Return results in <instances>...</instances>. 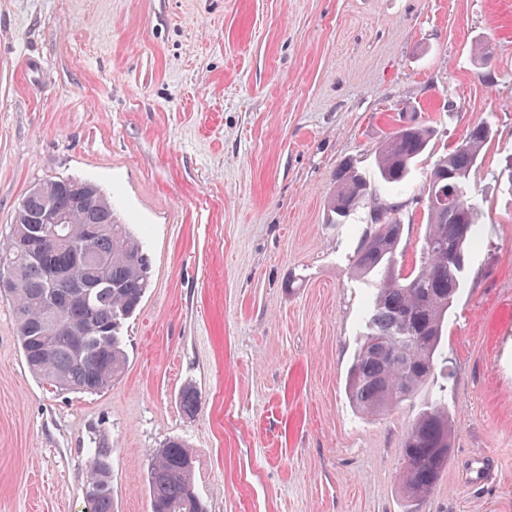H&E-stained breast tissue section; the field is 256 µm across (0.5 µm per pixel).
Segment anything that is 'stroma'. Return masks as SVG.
<instances>
[{
	"instance_id": "obj_1",
	"label": "stroma",
	"mask_w": 512,
	"mask_h": 512,
	"mask_svg": "<svg viewBox=\"0 0 512 512\" xmlns=\"http://www.w3.org/2000/svg\"><path fill=\"white\" fill-rule=\"evenodd\" d=\"M405 116L434 130L402 197L406 272L427 172L472 123L492 129L448 312L451 460L417 502L400 446L419 401L367 419L345 394L369 208L328 210L336 169L374 177ZM510 159L512 0H0V241L33 185L81 178L153 260L125 371L97 394L32 377L0 300V512H85L99 441L117 512H150L148 463L172 437L208 512H512Z\"/></svg>"
}]
</instances>
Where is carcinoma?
I'll list each match as a JSON object with an SVG mask.
<instances>
[{
	"mask_svg": "<svg viewBox=\"0 0 512 512\" xmlns=\"http://www.w3.org/2000/svg\"><path fill=\"white\" fill-rule=\"evenodd\" d=\"M491 134L486 122L472 125L460 140L466 149L452 148L432 168L424 191L429 231L417 268L406 275L398 268L404 234L399 218L378 224L368 220L353 259L358 275L375 280V291L363 311L360 343L347 371L350 403L360 414L375 417L413 400L430 382L437 387L401 442L402 485L412 501L433 492L453 447L445 330L478 224L471 175ZM432 136L433 129L410 120L378 147L374 179L350 165L337 170L329 211L341 221L370 196L383 203L387 194H402ZM44 187L40 195L23 196L10 234L0 243V256L12 258L8 266L0 265V281L14 283L0 297L11 303L22 358L35 377L60 390L99 393L125 371L122 328L151 286V256L144 239L117 216L94 182L58 178L44 181ZM76 187L85 188L89 200L80 210L70 203ZM47 205L70 212L65 233L96 263L62 249L41 264L17 255L18 228ZM91 225H110L112 231L86 241ZM148 488L151 512H207L193 483L192 455L179 438L168 439L152 459ZM85 495L87 512H115L110 452L101 446L89 449Z\"/></svg>",
	"mask_w": 512,
	"mask_h": 512,
	"instance_id": "1",
	"label": "carcinoma"
}]
</instances>
